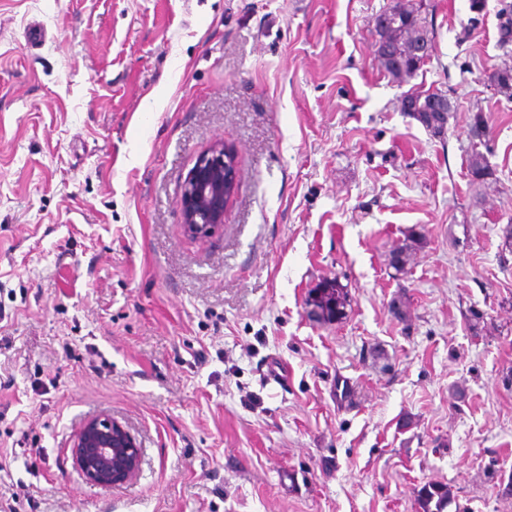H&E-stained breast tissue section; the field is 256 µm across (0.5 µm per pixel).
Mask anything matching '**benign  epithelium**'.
Listing matches in <instances>:
<instances>
[{
  "instance_id": "benign-epithelium-1",
  "label": "benign epithelium",
  "mask_w": 512,
  "mask_h": 512,
  "mask_svg": "<svg viewBox=\"0 0 512 512\" xmlns=\"http://www.w3.org/2000/svg\"><path fill=\"white\" fill-rule=\"evenodd\" d=\"M238 180L236 155L218 142L192 168L180 197L185 231L193 236L223 229L224 211ZM76 462L101 484H123L139 467L141 448L120 424L102 418L85 424L75 442Z\"/></svg>"
}]
</instances>
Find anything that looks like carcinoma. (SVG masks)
<instances>
[{
    "label": "carcinoma",
    "mask_w": 512,
    "mask_h": 512,
    "mask_svg": "<svg viewBox=\"0 0 512 512\" xmlns=\"http://www.w3.org/2000/svg\"><path fill=\"white\" fill-rule=\"evenodd\" d=\"M376 43L379 44L377 58L384 71L392 79L401 82L420 68L423 58L413 54L411 47L426 39L427 30L419 9L414 5L397 0L389 11L378 16L375 22ZM492 86L499 93L512 96V69L502 68L489 75ZM441 92L414 90L406 94L415 103L411 118L418 121L432 136L441 137L446 132L449 111L434 109L433 103ZM468 169L480 171L484 177L492 175L487 157L477 149L472 150L468 159ZM420 239L414 238L393 251L390 265L396 272L405 271L410 251L415 249ZM351 298L348 287L339 279H327L310 289L305 298L308 315L323 324L340 323L348 316ZM452 495L448 486L427 483L417 491V503L421 512H446Z\"/></svg>",
    "instance_id": "cac0c4a2"
}]
</instances>
